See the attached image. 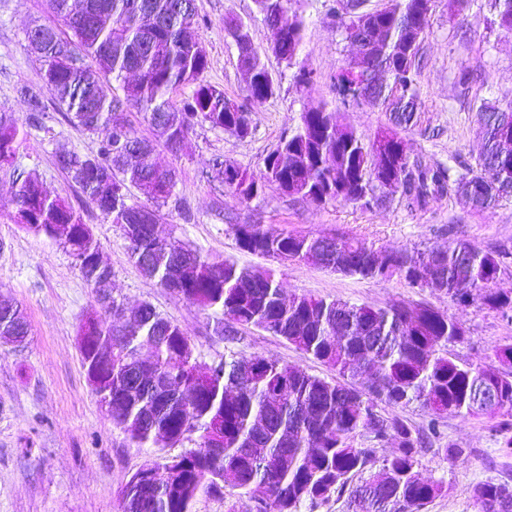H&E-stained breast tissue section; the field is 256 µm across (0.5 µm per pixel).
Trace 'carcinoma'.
Wrapping results in <instances>:
<instances>
[{
  "mask_svg": "<svg viewBox=\"0 0 512 512\" xmlns=\"http://www.w3.org/2000/svg\"><path fill=\"white\" fill-rule=\"evenodd\" d=\"M178 0H49L57 20L67 27L42 24V69L53 73L44 87L23 86L29 120L39 123L49 93L64 119L97 137L95 152L56 155L57 166L82 190L104 224L125 228L130 257L158 285L204 312L216 315L214 333L234 337L242 328L278 336L336 372L328 380L272 357L229 354L216 364L200 362L191 336L178 323L144 302L127 313L112 296V270L103 263L90 225L69 203L50 196L31 175H18L13 195L14 220L36 237L58 241L97 297L100 310L80 328L79 348L86 372L100 369L104 382L93 388L99 404L117 427L140 446L194 447L164 459L150 474L129 479L121 494V512H193L201 495L248 496L252 512H297L304 502L325 503L352 490L356 512H425L442 485L423 481L416 470L422 434L406 421L381 416V405L404 409L414 403L435 416H512V344L495 351L508 372L462 363L451 350L466 342V332L444 312L431 307L394 304L376 308L328 300L311 294L282 295L271 269H249L235 262L212 261L174 238H161L156 225L163 209H181L175 172L145 162L157 144L114 113L134 109L158 130L171 155L184 148L195 127L207 125L244 138L250 112L206 82L205 49L187 32L200 26L195 7L176 10ZM273 30L272 53L290 68L301 87L312 80L298 65L304 21L294 0H255ZM434 0H386L373 11H357L346 0L340 27L347 36L372 24L378 31L371 47L341 66L335 76L342 103L355 101L349 76L365 63L388 83L368 100L390 113L391 126L366 140L346 124L340 112L322 103L302 114L300 128L285 136L263 158L256 175L218 161L215 174L242 203L274 185L291 197L317 204L343 202L366 207L398 193L424 203L437 193L465 197L476 211L493 208L512 196V107L478 108L482 151L475 165L453 174L410 161L400 130L415 123L419 50L431 26ZM497 24L512 32V0H490ZM242 21L224 26L237 43L250 96L264 100L276 85L252 39L237 42ZM119 83L121 93L106 96L101 80ZM189 89L180 100L176 95ZM24 132L13 112H0V165L14 162ZM137 191L140 199H131ZM240 249L280 263L283 256L367 280L394 276L412 287L421 266L429 269L434 289L459 305L478 300L484 308L512 312V294L493 288L506 270L499 252L481 251L466 240L446 250L377 251L345 237L334 246L316 235L273 234L261 224H233ZM29 327L19 305L0 295V337L19 347ZM152 347L144 360L138 347ZM491 375L498 397L494 406L476 401L475 384ZM367 431L377 442L396 448L375 468L376 449L358 447L354 438ZM368 474L351 487L353 477ZM479 512H502L512 505V486L492 481L474 488Z\"/></svg>",
  "mask_w": 512,
  "mask_h": 512,
  "instance_id": "cac0c4a2",
  "label": "carcinoma"
}]
</instances>
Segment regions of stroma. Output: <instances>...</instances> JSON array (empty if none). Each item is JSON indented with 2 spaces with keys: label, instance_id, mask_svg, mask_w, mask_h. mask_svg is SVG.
Segmentation results:
<instances>
[{
  "label": "stroma",
  "instance_id": "35a3bbf8",
  "mask_svg": "<svg viewBox=\"0 0 512 512\" xmlns=\"http://www.w3.org/2000/svg\"><path fill=\"white\" fill-rule=\"evenodd\" d=\"M451 3L436 0L432 26L420 44L418 120L403 135L411 160L456 168L474 163L481 150L477 107L512 105V32L491 24L488 0H466L458 14ZM331 5L332 0L295 4L305 22L299 61L314 77L301 88L292 69L271 52L270 30L254 0H195L203 24L194 36L209 61L204 78L248 109L251 133L241 138L199 126L180 156L163 150L154 154L155 162L175 168L177 195L191 212L186 219L170 211L159 233L210 258L257 268L266 266V259L241 250L232 225L256 222L276 234L353 237L376 248L444 249L464 239L483 251L507 252V269L495 287L512 293V197L483 212L453 194L437 196L422 208L407 207L396 198L380 208H365L339 202L317 205L272 187L243 204L212 180L219 159L259 172L264 156L298 127L302 113L320 103L338 108L344 122L365 136L388 126V113L372 102L345 105L336 94L334 75L355 56L356 48L339 28ZM231 18L249 25L253 44L277 82L272 97L251 98L237 48L224 36V23ZM51 19L48 0H0V110L23 120L28 114L20 86L42 83L25 33ZM41 122V127H26L14 165L0 167V293L23 306L30 326L24 349L0 343V512H120V494L131 474L160 462L169 451L138 446L112 424L93 394L81 364L78 331L98 309L95 295L58 242L34 237L14 223L16 171L33 174L51 195L80 210L112 269L113 296L130 309L150 302L180 324L192 337L199 361H217L231 351L263 354L321 377L330 371L283 339L255 328L224 340L215 335L211 316L145 277L131 259L121 230L101 223L85 206L80 188L56 165L59 152L96 151V138L70 125L52 104ZM277 278L288 295L310 293L375 307L406 303L447 312L467 334L455 355L483 368H497L495 349L512 343L511 317L475 303L456 306L443 292L412 288L397 278L363 280L307 262L280 266ZM382 414L400 417L426 436L417 469L423 479L445 486L427 512H478L476 484H512V447L505 445L512 430H502L498 419L446 415L434 422L415 404L402 411L386 406ZM450 448L464 451L453 466L445 455Z\"/></svg>",
  "mask_w": 512,
  "mask_h": 512
}]
</instances>
